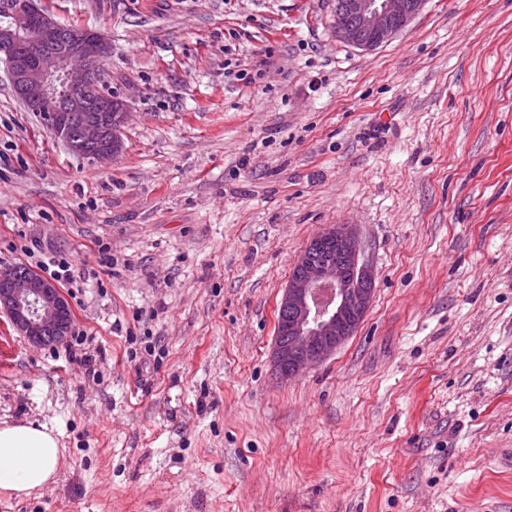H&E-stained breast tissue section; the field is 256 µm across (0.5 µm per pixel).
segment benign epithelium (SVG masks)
Returning <instances> with one entry per match:
<instances>
[{
  "instance_id": "7a95c632",
  "label": "benign epithelium",
  "mask_w": 512,
  "mask_h": 512,
  "mask_svg": "<svg viewBox=\"0 0 512 512\" xmlns=\"http://www.w3.org/2000/svg\"><path fill=\"white\" fill-rule=\"evenodd\" d=\"M427 0H344L336 19V38L372 50L397 36L423 10ZM356 20L363 34L355 33ZM111 45L97 30L68 31L36 0H0V62L10 86L26 108L68 153L96 166L108 165L123 152L128 119L124 100L107 88L105 61ZM345 244L344 260L317 264L311 254L320 238ZM375 283L363 257L356 229L332 224L311 239L282 290L279 307L291 309V339L275 337V375L291 380L330 357L359 327L374 289L359 290L352 279ZM0 309L12 327L36 346H56L71 336L73 314L68 296L56 283L29 271L0 270ZM354 316L357 322L348 318Z\"/></svg>"
}]
</instances>
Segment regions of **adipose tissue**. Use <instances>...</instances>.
<instances>
[{
  "instance_id": "obj_1",
  "label": "adipose tissue",
  "mask_w": 512,
  "mask_h": 512,
  "mask_svg": "<svg viewBox=\"0 0 512 512\" xmlns=\"http://www.w3.org/2000/svg\"><path fill=\"white\" fill-rule=\"evenodd\" d=\"M63 453L47 426L0 422V491L29 495L53 481Z\"/></svg>"
}]
</instances>
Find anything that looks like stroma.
Segmentation results:
<instances>
[{"instance_id": "35a3bbf8", "label": "stroma", "mask_w": 512, "mask_h": 512, "mask_svg": "<svg viewBox=\"0 0 512 512\" xmlns=\"http://www.w3.org/2000/svg\"><path fill=\"white\" fill-rule=\"evenodd\" d=\"M100 30L124 151L70 155L0 68V268L72 259L76 358L0 311V421L55 483L0 512H512V0H427L370 51L336 0H38ZM375 273L280 382L282 290L326 225Z\"/></svg>"}]
</instances>
